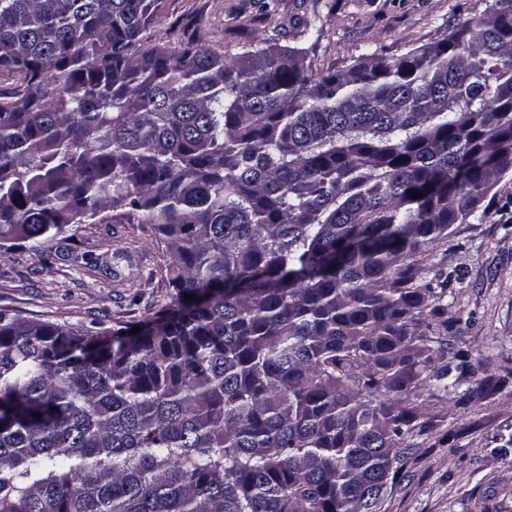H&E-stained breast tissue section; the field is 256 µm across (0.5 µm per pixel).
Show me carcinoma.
Wrapping results in <instances>:
<instances>
[{"mask_svg": "<svg viewBox=\"0 0 512 512\" xmlns=\"http://www.w3.org/2000/svg\"><path fill=\"white\" fill-rule=\"evenodd\" d=\"M163 4L0 0V249L135 215L174 289L136 334L0 310V512H382L471 374L425 255L512 177V0L338 72L167 47Z\"/></svg>", "mask_w": 512, "mask_h": 512, "instance_id": "obj_1", "label": "carcinoma"}]
</instances>
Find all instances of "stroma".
I'll list each match as a JSON object with an SVG mask.
<instances>
[{"mask_svg":"<svg viewBox=\"0 0 512 512\" xmlns=\"http://www.w3.org/2000/svg\"><path fill=\"white\" fill-rule=\"evenodd\" d=\"M486 0H165L155 25L172 46L183 26L205 45L230 54L267 40L296 46V27L322 28L310 55L338 71L385 48L401 54L441 37L458 19L481 13ZM430 261L455 279L441 300L454 333L433 337L507 378L495 395L462 405L455 391L425 390L428 431L401 440L402 473L389 486L384 512H512V181L503 180L483 211L456 224ZM169 257L153 225L121 219L82 224L41 249L0 250V309L82 330L135 328L167 308L173 290ZM454 432V446L442 443Z\"/></svg>","mask_w":512,"mask_h":512,"instance_id":"1","label":"stroma"}]
</instances>
